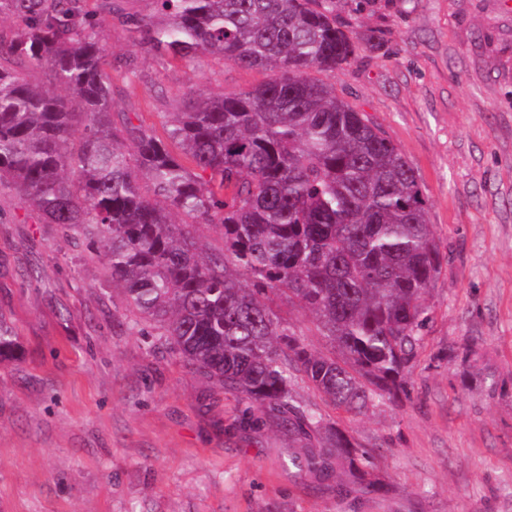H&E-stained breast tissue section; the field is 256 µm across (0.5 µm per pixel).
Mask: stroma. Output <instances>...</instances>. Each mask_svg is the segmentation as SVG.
<instances>
[{"label": "stroma", "mask_w": 512, "mask_h": 512, "mask_svg": "<svg viewBox=\"0 0 512 512\" xmlns=\"http://www.w3.org/2000/svg\"><path fill=\"white\" fill-rule=\"evenodd\" d=\"M374 31L321 78L413 166L444 262L409 396L358 416L303 377L294 393L371 453L382 486L300 468L315 440L194 373L139 335L121 287L81 232L64 237L0 188V314L21 358L0 363V512H512V0H341ZM114 113L161 130L187 93H240L268 72L145 53L106 19ZM279 320L332 353L312 316L281 297ZM472 344L468 361L448 351Z\"/></svg>", "instance_id": "35a3bbf8"}]
</instances>
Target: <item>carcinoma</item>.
I'll use <instances>...</instances> for the list:
<instances>
[{
	"instance_id": "carcinoma-1",
	"label": "carcinoma",
	"mask_w": 512,
	"mask_h": 512,
	"mask_svg": "<svg viewBox=\"0 0 512 512\" xmlns=\"http://www.w3.org/2000/svg\"><path fill=\"white\" fill-rule=\"evenodd\" d=\"M153 2L126 18L148 52L186 63L208 54L270 79L189 97L162 136L128 112L117 124L103 20L86 0H0V20H20L0 34V186L42 223L103 244L112 283L193 371L279 412L291 435L322 432L309 471L345 463L357 490L374 493L369 452L291 392L301 373L354 416L376 396L407 395L441 269L412 166L312 76L349 63L374 32L350 36L337 0ZM32 70L45 80L30 82ZM115 72L135 82V59L119 58ZM179 215L219 228L224 253L202 257ZM285 292L341 359L280 322L271 302ZM19 354L0 315V361Z\"/></svg>"
}]
</instances>
